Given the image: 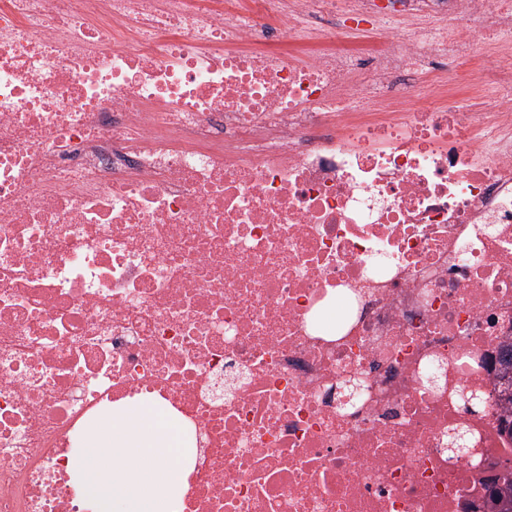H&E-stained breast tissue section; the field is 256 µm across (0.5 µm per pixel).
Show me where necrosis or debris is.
<instances>
[{
    "instance_id": "obj_1",
    "label": "necrosis or debris",
    "mask_w": 512,
    "mask_h": 512,
    "mask_svg": "<svg viewBox=\"0 0 512 512\" xmlns=\"http://www.w3.org/2000/svg\"><path fill=\"white\" fill-rule=\"evenodd\" d=\"M485 4L0 0V512H87L76 441L129 400L195 439L181 512L481 502L512 465V106L447 78L512 93ZM393 13L435 51L322 28ZM357 72L397 111L339 108ZM448 88L456 95V105L463 112H492V104L499 101L504 89L496 86L469 87L466 79L459 78ZM499 363L502 370V376L501 378L504 381H507L508 387L507 390H504L505 393L508 391V394H505L506 396L503 398L505 401V404L510 405V409L508 410V407H506L505 416L502 418L501 426L504 432L510 435L512 437V349L510 350L505 349L502 351L501 356L499 358ZM510 387V389H509ZM510 390V391H509Z\"/></svg>"
}]
</instances>
